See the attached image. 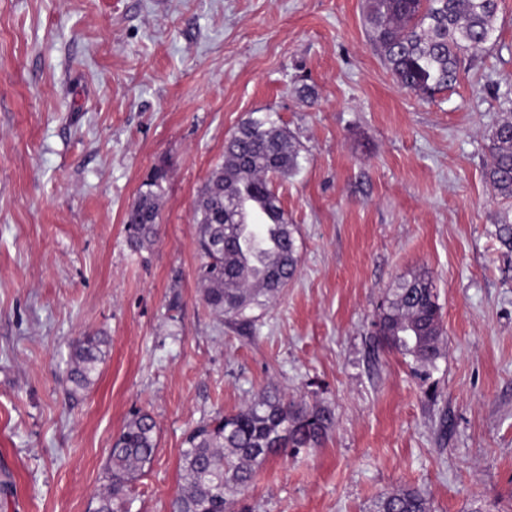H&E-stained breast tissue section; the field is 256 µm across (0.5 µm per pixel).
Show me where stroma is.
I'll use <instances>...</instances> for the list:
<instances>
[{
	"mask_svg": "<svg viewBox=\"0 0 512 512\" xmlns=\"http://www.w3.org/2000/svg\"><path fill=\"white\" fill-rule=\"evenodd\" d=\"M364 0H0V512H89L138 411L158 447L131 512H170L187 433L265 388L334 424L274 455L244 512H368L422 491L436 512H512V200L486 180V130L512 112V0L486 53L424 101L392 79ZM309 84L315 100L297 89ZM299 149L275 190L301 263L247 328L202 300L194 213L250 114ZM158 165L156 236L124 216ZM428 269L446 341L430 377L372 336L402 276ZM93 386L65 375L85 332ZM107 346L106 336L98 333L84 334L73 343L68 378L74 393L87 389L93 383Z\"/></svg>",
	"mask_w": 512,
	"mask_h": 512,
	"instance_id": "obj_1",
	"label": "stroma"
}]
</instances>
